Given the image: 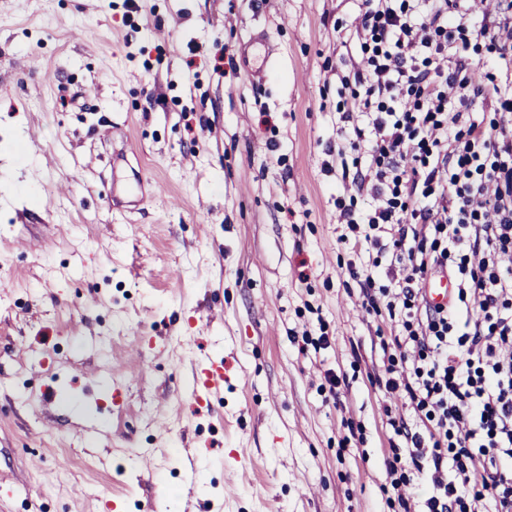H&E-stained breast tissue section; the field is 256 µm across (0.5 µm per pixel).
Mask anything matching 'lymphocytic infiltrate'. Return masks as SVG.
Segmentation results:
<instances>
[{"mask_svg":"<svg viewBox=\"0 0 512 512\" xmlns=\"http://www.w3.org/2000/svg\"><path fill=\"white\" fill-rule=\"evenodd\" d=\"M496 4L362 0L363 65L341 79L337 153L366 169L337 190L372 205L337 221L367 247L364 306L390 321L385 389L406 409L384 465L396 489L428 470L426 512H512V0ZM442 271L455 294L429 304Z\"/></svg>","mask_w":512,"mask_h":512,"instance_id":"1","label":"lymphocytic infiltrate"}]
</instances>
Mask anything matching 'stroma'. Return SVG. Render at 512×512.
<instances>
[{"mask_svg": "<svg viewBox=\"0 0 512 512\" xmlns=\"http://www.w3.org/2000/svg\"><path fill=\"white\" fill-rule=\"evenodd\" d=\"M360 7L0 0V512H422L336 218ZM224 386L223 360H198L192 368L191 388L198 402L209 401Z\"/></svg>", "mask_w": 512, "mask_h": 512, "instance_id": "1", "label": "stroma"}]
</instances>
